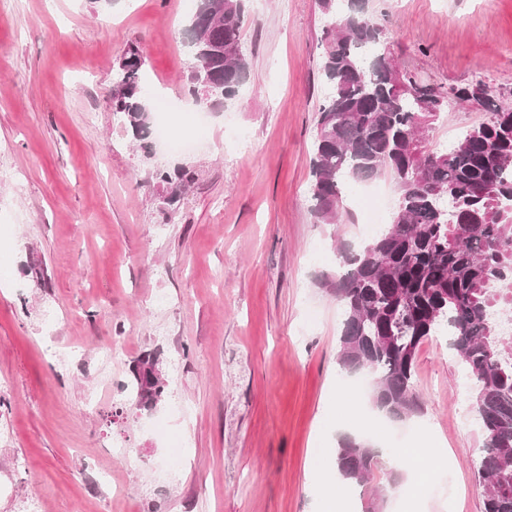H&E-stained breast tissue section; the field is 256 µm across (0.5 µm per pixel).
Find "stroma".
Masks as SVG:
<instances>
[{
    "mask_svg": "<svg viewBox=\"0 0 512 512\" xmlns=\"http://www.w3.org/2000/svg\"><path fill=\"white\" fill-rule=\"evenodd\" d=\"M369 10L401 70L479 81L512 107V0ZM189 13L190 0H0V512L330 508L336 406L369 392L341 378L343 310L319 285L338 265L337 230L316 223L309 193L328 17L320 0H246V83L191 150L169 152L133 137L108 97L137 47L150 108L176 102L190 132L187 109L204 108L189 91ZM175 167L195 180L169 205L155 174ZM148 354L169 381L151 410L130 390ZM414 387L423 413L382 432L403 448L436 440L447 487L384 512H482L475 382L449 336L423 344ZM157 418L192 439L170 474ZM113 439L134 455H111Z\"/></svg>",
    "mask_w": 512,
    "mask_h": 512,
    "instance_id": "stroma-1",
    "label": "stroma"
}]
</instances>
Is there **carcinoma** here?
I'll use <instances>...</instances> for the list:
<instances>
[{
  "label": "carcinoma",
  "instance_id": "obj_1",
  "mask_svg": "<svg viewBox=\"0 0 512 512\" xmlns=\"http://www.w3.org/2000/svg\"><path fill=\"white\" fill-rule=\"evenodd\" d=\"M192 15L219 14L191 48L188 80L205 73L224 84L222 100L246 83L241 49L245 0H193ZM323 76L330 92L318 110L311 166L312 212L320 224H339L343 189L350 181L386 175L399 196L389 224L359 250L338 243L336 274L327 290L344 309L338 364L369 378L371 401L390 420L424 410L413 385L417 354L445 330L461 364L475 380L473 408L484 433L478 475L487 483L483 512H512V347L493 320L495 306L512 304V109L484 92V120L461 131L448 147L431 148L448 102L469 101L483 84L448 91L419 83L414 94L395 86L388 38L358 0H321ZM141 56L131 48L119 64L112 111L134 134L146 136L150 108L142 91ZM169 199L194 179L183 169L162 171ZM157 360L132 367L138 400L156 403L168 392ZM381 465L365 438L338 440L335 469L348 484L366 486ZM372 487L367 512H380L385 491Z\"/></svg>",
  "mask_w": 512,
  "mask_h": 512
}]
</instances>
